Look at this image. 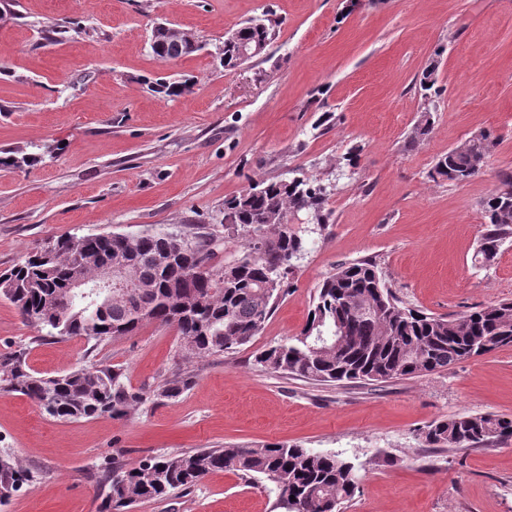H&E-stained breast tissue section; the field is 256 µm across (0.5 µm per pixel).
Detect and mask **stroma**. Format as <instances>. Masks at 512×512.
I'll use <instances>...</instances> for the list:
<instances>
[{
    "label": "stroma",
    "mask_w": 512,
    "mask_h": 512,
    "mask_svg": "<svg viewBox=\"0 0 512 512\" xmlns=\"http://www.w3.org/2000/svg\"><path fill=\"white\" fill-rule=\"evenodd\" d=\"M266 18L280 22L267 50L221 68L225 32ZM72 19L84 31L43 39ZM160 23L195 34L201 50L159 60L150 37ZM432 63L441 94L430 102L419 78ZM158 79L192 87L168 98L150 90ZM427 107L432 133L407 149ZM483 131L493 144L480 176L429 179L440 155ZM34 144L37 164L0 170V270L51 237L159 231L210 234L224 265L245 244L221 222L224 200L263 179L316 180L331 216L318 231L293 225L306 250L261 333L188 364L176 331L156 324L96 347L37 341L0 297V352L26 348L37 372L101 362L135 390L181 368L193 376L177 400L122 418L60 422L0 393V451L35 475L0 512H101V463L276 442L355 464L360 485L344 512H512V442L448 450L417 436L463 412L512 417V346L375 385L253 364L257 350L299 334L317 287L345 262L375 260L399 298L435 315L512 300V237L490 263L474 262L482 203L512 174V0H0V150ZM275 501L265 483L218 471L127 512H275Z\"/></svg>",
    "instance_id": "1"
}]
</instances>
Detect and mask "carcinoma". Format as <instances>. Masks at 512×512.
Listing matches in <instances>:
<instances>
[{"label":"carcinoma","mask_w":512,"mask_h":512,"mask_svg":"<svg viewBox=\"0 0 512 512\" xmlns=\"http://www.w3.org/2000/svg\"><path fill=\"white\" fill-rule=\"evenodd\" d=\"M238 41L268 47L270 22L250 20L237 29ZM425 98L440 95L434 65L419 80ZM433 129L430 109L420 116L407 148L425 142ZM490 135L481 133L461 151L441 155L429 176L435 181L466 182L479 175ZM36 152L0 151V169L30 167ZM326 188L309 178L255 181L224 200V220L244 233L242 255L215 267L211 240L165 245L160 232L108 239L91 234L75 250L77 237L60 236L36 248L13 267L0 271V294L21 316L52 340L79 337L88 343L129 336L146 324L174 328L184 361L220 355L248 344L264 328L277 302L287 294L288 274L306 242L288 230L289 217L310 212L311 223H328ZM486 222L477 255L494 258L492 246L512 237V176L483 201ZM124 262L134 301L112 300L97 308L71 290L73 276L91 279L104 261ZM299 334L254 357L257 366L316 382L387 383L441 372L463 359L512 345V300L442 316L404 305L369 259L338 266L313 301ZM188 373H174L154 390L134 392L123 374L102 363L83 364L54 376L32 370L22 349L0 353V392L28 397L60 421L108 414L122 418L153 399L174 400L191 385ZM428 448L496 447L512 438V418L459 413L433 420L418 430ZM232 471L263 480L271 491L294 496L285 512H341L358 489L355 465L336 454L299 445H228L160 454L125 467L105 462L99 492L107 512H121L139 500L166 499L188 491L209 473ZM31 471L8 453L0 454V489H19Z\"/></svg>","instance_id":"1"}]
</instances>
